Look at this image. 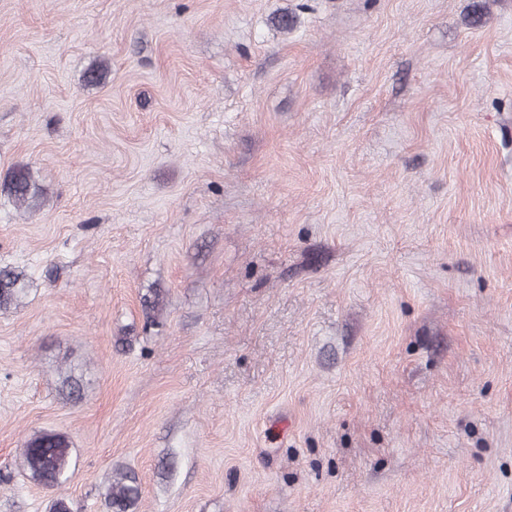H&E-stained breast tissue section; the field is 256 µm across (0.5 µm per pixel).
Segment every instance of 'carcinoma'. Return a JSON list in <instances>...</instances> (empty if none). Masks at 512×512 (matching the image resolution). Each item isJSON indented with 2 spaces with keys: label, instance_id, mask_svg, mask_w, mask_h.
I'll list each match as a JSON object with an SVG mask.
<instances>
[{
  "label": "carcinoma",
  "instance_id": "cac0c4a2",
  "mask_svg": "<svg viewBox=\"0 0 512 512\" xmlns=\"http://www.w3.org/2000/svg\"><path fill=\"white\" fill-rule=\"evenodd\" d=\"M7 194L16 204L25 203L35 189L29 173L12 175L5 186ZM24 291L20 274L8 268L0 269V308L11 305ZM24 466L43 488L53 489L72 481L70 445L66 437L57 433H41L29 439L22 450ZM105 504L109 512H130L140 497L136 477L129 473L112 476L105 490Z\"/></svg>",
  "mask_w": 512,
  "mask_h": 512
}]
</instances>
